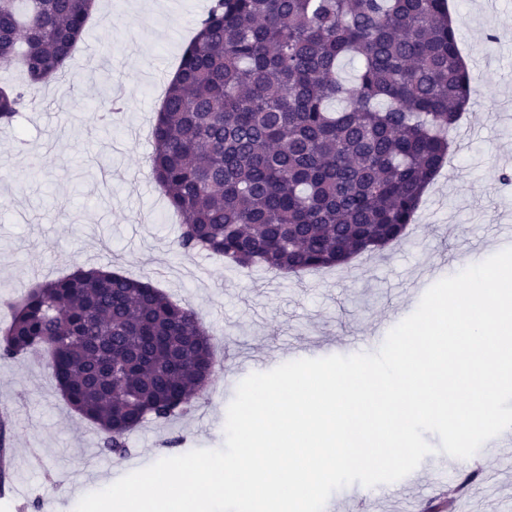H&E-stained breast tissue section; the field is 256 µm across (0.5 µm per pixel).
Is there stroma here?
I'll list each match as a JSON object with an SVG mask.
<instances>
[{"instance_id": "stroma-1", "label": "stroma", "mask_w": 512, "mask_h": 512, "mask_svg": "<svg viewBox=\"0 0 512 512\" xmlns=\"http://www.w3.org/2000/svg\"><path fill=\"white\" fill-rule=\"evenodd\" d=\"M97 0V14L65 65L43 87L36 108L0 126V329L11 304L32 286L80 266H109L150 282L194 307L213 338L215 372L188 414L149 420L130 437L142 466L194 449H219L226 412L249 374L302 358L342 352L356 339L377 352L395 323L418 306L420 290L466 268L467 253L512 235V0H454L459 49L477 92L453 134L448 159L424 193L406 237L358 257L345 271L275 275L241 269L176 247L180 222L148 163L157 105L210 0ZM111 78L125 109L111 130L100 122L98 86ZM11 418V490L0 512H70L60 479L92 493L127 475L105 457L97 432L65 404L45 361H0V402ZM105 468L109 479L94 478ZM481 488L464 512H506L512 505V448L483 456ZM432 479L416 486L364 488L368 512H425L436 502Z\"/></svg>"}]
</instances>
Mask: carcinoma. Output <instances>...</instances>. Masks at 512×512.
I'll use <instances>...</instances> for the list:
<instances>
[{"label": "carcinoma", "instance_id": "1", "mask_svg": "<svg viewBox=\"0 0 512 512\" xmlns=\"http://www.w3.org/2000/svg\"><path fill=\"white\" fill-rule=\"evenodd\" d=\"M95 0H0V122L57 79ZM446 0H211L152 129L179 248L274 274L342 269L400 241L475 93ZM360 62L357 80L338 74ZM342 110H331L332 104ZM198 312L148 281L72 272L31 289L0 360L49 354L102 450L193 409L214 372Z\"/></svg>", "mask_w": 512, "mask_h": 512}]
</instances>
